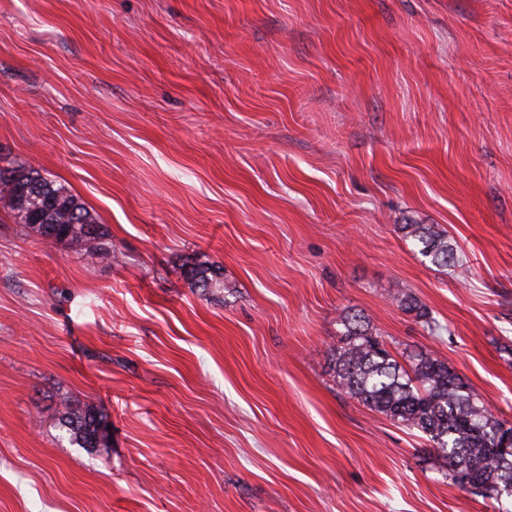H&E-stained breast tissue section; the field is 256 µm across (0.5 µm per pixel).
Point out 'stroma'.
I'll return each mask as SVG.
<instances>
[{
  "instance_id": "35a3bbf8",
  "label": "stroma",
  "mask_w": 512,
  "mask_h": 512,
  "mask_svg": "<svg viewBox=\"0 0 512 512\" xmlns=\"http://www.w3.org/2000/svg\"><path fill=\"white\" fill-rule=\"evenodd\" d=\"M14 164L112 260L0 201V512H494L331 351L360 314L512 424V0H0ZM62 394L108 450L70 443ZM0 174V200L9 217L45 244L91 248L102 261L112 260V235L79 198L40 169L19 165ZM398 231L405 238H411L419 253L439 267H456L457 252L448 234L434 224H401ZM189 288L199 289L202 292L223 288L224 284L212 267L205 264H197L191 267L187 274Z\"/></svg>"
}]
</instances>
